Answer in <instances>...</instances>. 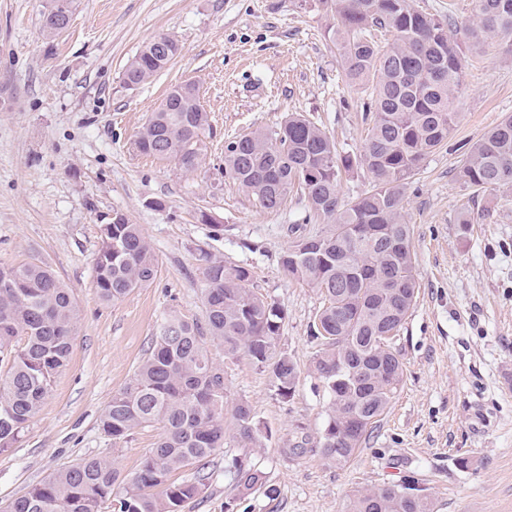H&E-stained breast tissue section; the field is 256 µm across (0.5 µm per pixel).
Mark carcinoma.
Here are the masks:
<instances>
[{"label": "carcinoma", "mask_w": 512, "mask_h": 512, "mask_svg": "<svg viewBox=\"0 0 512 512\" xmlns=\"http://www.w3.org/2000/svg\"><path fill=\"white\" fill-rule=\"evenodd\" d=\"M332 14L329 38L350 87L371 82L365 120L371 127L360 152L341 154L335 140L303 114L279 126L239 135L224 147V176L266 210L303 190L326 231L292 242L281 255L284 272L317 289L323 306L313 337L319 350L312 371L328 397L327 420L317 442L324 459L344 466L366 442L399 389L404 363L391 346L418 292L416 256L404 216L406 189L422 163L457 127L466 52L495 38H512V0H475L466 41L448 36V17L414 7L411 0H317ZM391 40L380 47L377 33ZM150 40L127 65L123 80H152L179 53ZM208 114L197 89L178 84L151 113L135 146L146 156L171 160L184 173L205 164ZM367 172L371 190L347 202L341 175ZM460 180L479 194L512 189V115L503 118L465 154ZM93 268L106 303L151 284L157 260L141 225L112 213L99 226ZM202 268L205 324L170 314L159 327L131 382L112 395L100 427L112 444L138 429L162 433L126 479L114 512H182L200 495L208 459L226 434L244 447L261 442L251 404L240 399L231 416L224 370L208 356L206 340L224 345L227 358L248 356L285 399L294 396L297 365L280 350L286 310L252 288L251 271L206 256ZM75 298L43 260L0 266V451L13 447L39 413L55 376L68 363L77 331ZM194 470L177 483L173 473ZM239 493L278 489L266 473L236 458L225 467ZM119 472L107 457L82 459L51 473L12 500L4 512H102ZM348 512H433L428 488L415 480L359 491Z\"/></svg>", "instance_id": "obj_1"}]
</instances>
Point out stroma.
<instances>
[{"mask_svg":"<svg viewBox=\"0 0 512 512\" xmlns=\"http://www.w3.org/2000/svg\"><path fill=\"white\" fill-rule=\"evenodd\" d=\"M52 0H0V265L48 262L79 310L68 365L55 377L20 441L0 451V508L61 466L113 459L121 480L160 434L137 430L113 443L99 420L145 357L167 314L203 320L201 252L250 269L256 293L287 311L280 348L300 369L295 394H276L244 355L224 356L231 399L248 400L264 432L260 445L227 439L207 468L204 492L184 512H347L360 490L413 477L434 512H512V200L489 189L472 196L457 178L464 153L512 115V41L468 55L458 93L460 122L425 159L407 190L419 291L393 349L404 382L366 445L344 467L315 443L327 395L311 371L312 324L320 293L292 280L280 257L295 236L320 230L307 198L291 194L274 211L224 175V143L276 127L291 112L329 131L339 151L359 152L368 91L347 87L315 0H73L72 22L43 35ZM181 51L150 83L127 87L123 72L153 37ZM195 82L213 133L203 168L139 153L133 142L175 84ZM141 225L158 262L150 285L106 304L93 266L99 227L113 212ZM472 216L471 232L457 219ZM211 217L202 223L201 214ZM307 440L304 454L288 444ZM468 458L460 468L459 458ZM239 459L263 470L275 496L239 497L224 471Z\"/></svg>","mask_w":512,"mask_h":512,"instance_id":"1","label":"stroma"}]
</instances>
